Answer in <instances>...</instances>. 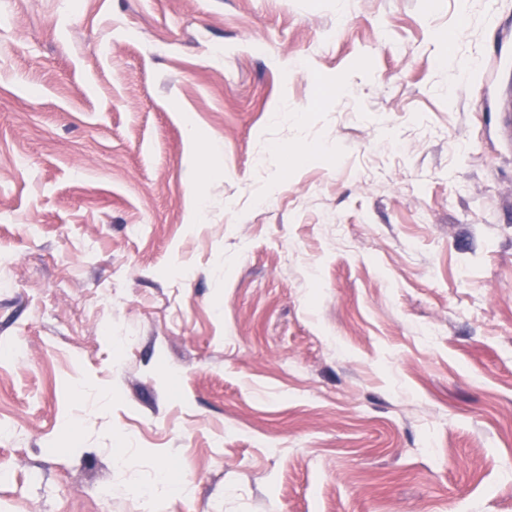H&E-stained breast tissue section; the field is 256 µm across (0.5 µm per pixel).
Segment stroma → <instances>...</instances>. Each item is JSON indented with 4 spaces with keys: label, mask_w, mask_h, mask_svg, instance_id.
<instances>
[{
    "label": "stroma",
    "mask_w": 512,
    "mask_h": 512,
    "mask_svg": "<svg viewBox=\"0 0 512 512\" xmlns=\"http://www.w3.org/2000/svg\"><path fill=\"white\" fill-rule=\"evenodd\" d=\"M511 105L512 0H0V512H512Z\"/></svg>",
    "instance_id": "stroma-1"
}]
</instances>
